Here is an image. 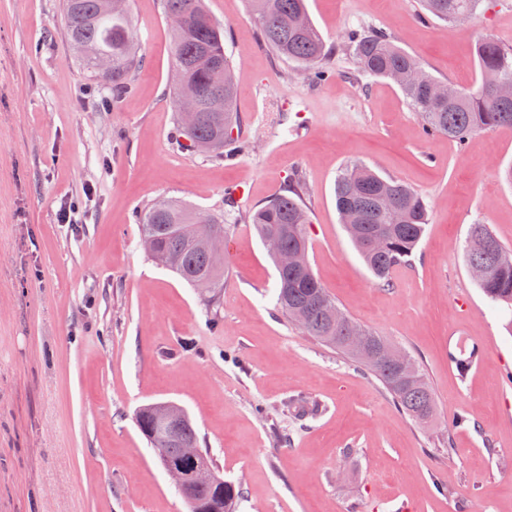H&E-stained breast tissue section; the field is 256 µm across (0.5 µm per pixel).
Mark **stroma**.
<instances>
[{
  "label": "stroma",
  "mask_w": 512,
  "mask_h": 512,
  "mask_svg": "<svg viewBox=\"0 0 512 512\" xmlns=\"http://www.w3.org/2000/svg\"><path fill=\"white\" fill-rule=\"evenodd\" d=\"M203 4L224 28L254 145L232 161L175 142L163 0H129L144 62L118 100L76 60L62 0H0V512H189L135 425L159 401L187 410L215 470L240 484L236 512H512V310L465 259L474 224L512 249V129L463 145L426 135L399 88L357 73L347 51L352 32L382 30L467 89L475 43L512 44V0H483L456 25L423 18L420 0H307L333 49L319 84L263 43L247 0ZM354 161L429 208L387 286L336 211L337 174ZM297 176L314 273L417 361L431 424L277 310L275 266L244 215ZM231 185L246 196L227 202ZM163 196L234 223L217 311L141 244L136 213ZM70 202L80 223H59ZM462 341L481 355L465 373L452 361Z\"/></svg>",
  "instance_id": "stroma-1"
}]
</instances>
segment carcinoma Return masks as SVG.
I'll use <instances>...</instances> for the list:
<instances>
[{
	"label": "carcinoma",
	"mask_w": 512,
	"mask_h": 512,
	"mask_svg": "<svg viewBox=\"0 0 512 512\" xmlns=\"http://www.w3.org/2000/svg\"><path fill=\"white\" fill-rule=\"evenodd\" d=\"M263 42L278 56L309 69L316 83L327 76L325 62L331 48L313 22L300 28L296 19L309 16L305 0H249ZM481 0H422L424 15L456 23V17H471ZM165 16H178L185 25L171 29L172 81L169 97L174 112L188 103L197 110L194 127L177 125V145L188 152L200 143L209 145L206 153L218 160H231L252 151V141L237 134L224 139V128L238 127L235 111L237 84L230 59L224 54V30L202 5V0H164ZM63 25L76 58L90 77L112 83V96L129 89V75L140 66L131 18L126 7L115 9L109 0H64ZM350 50L357 71L387 79L403 93L412 110L421 118L428 135H444L458 144L487 128H512V98L503 99L481 81L458 91L450 102H436L429 94L437 78L428 74L410 54L396 46L378 30L351 35ZM480 76L494 74L512 83V46L495 39H482L475 46ZM103 56L112 59L106 72L98 69ZM221 65L220 83L224 86V111H209L208 89L215 82V65ZM303 183L295 179L288 193L280 194L247 214V223L259 238L278 230L286 248L308 250L306 224L310 223L303 202ZM335 204L340 222L367 266L382 285L390 283L392 271L411 262L426 225L427 205L421 195L407 184L383 178L361 163L346 166L335 184ZM140 235L156 239L153 261L174 272L194 286L200 279L210 282L204 294L206 306L217 305L224 290V267L212 263V254L224 249L231 230L222 213L201 212L191 205L162 199L141 210L136 217ZM469 235H482L493 243L489 254L466 251L469 267L484 268L478 285L494 303L512 305V250L505 248L488 225L473 224ZM334 298L315 276L312 268L278 273L277 309L295 321L304 331L363 364L393 395L409 416L425 421L435 412V402L421 370L401 371L393 359L367 360L349 347V327L360 323L345 313L340 319L330 314ZM155 405L139 409L135 423L147 438L156 425ZM199 446V437L188 414L179 418L172 436L162 444L166 456L182 460V449ZM240 488L224 482V498L206 495L199 503L203 512H235Z\"/></svg>",
	"instance_id": "carcinoma-1"
}]
</instances>
